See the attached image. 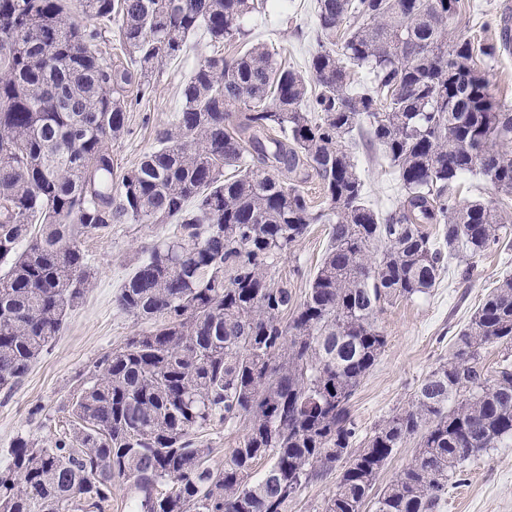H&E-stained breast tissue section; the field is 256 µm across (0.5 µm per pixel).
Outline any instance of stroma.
<instances>
[{"mask_svg": "<svg viewBox=\"0 0 512 512\" xmlns=\"http://www.w3.org/2000/svg\"><path fill=\"white\" fill-rule=\"evenodd\" d=\"M315 4L316 0H268L264 12L245 21L248 44L265 45L277 59L306 71L318 48ZM507 25L512 27V0H464L462 11L448 22L456 34L497 45ZM210 50L207 34L198 31L180 58L156 69L149 96L130 93L128 131L112 144L118 169L131 168L151 151L156 129L172 120L181 106V87L198 54ZM479 66L492 96L512 104V49L480 59ZM353 153L370 203L381 210L395 207L400 198L395 174L365 142H357ZM168 232L165 224H115L105 234L84 240L92 273L84 302L68 313L61 335L25 380L13 390L0 389V465L17 437L50 442L68 423L67 398L79 374L144 330V323L121 310L117 297L145 250ZM328 232V225H311L291 255L278 262L275 278L288 281L296 296L304 295L320 264ZM508 275L512 276V248L501 246L472 259L470 270L449 264L429 294L386 306L378 320L387 344L352 399L359 436L369 435L408 406L421 380L452 354L456 335L478 305ZM440 512H512V447L490 449L472 461L464 481L449 488Z\"/></svg>", "mask_w": 512, "mask_h": 512, "instance_id": "1", "label": "stroma"}]
</instances>
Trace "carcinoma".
Segmentation results:
<instances>
[{"mask_svg": "<svg viewBox=\"0 0 512 512\" xmlns=\"http://www.w3.org/2000/svg\"><path fill=\"white\" fill-rule=\"evenodd\" d=\"M264 2L80 0V23L70 0H0V389L22 383L84 300L83 238L173 226L117 297L149 329L73 388L71 428L45 446L17 439L0 512H107L117 478L133 512H287L337 466L323 512H438L450 479L512 445L511 276L359 446L351 414L386 346L378 312L430 293L449 262L483 254L512 223L503 203L458 198L466 174L512 198V107L477 68L496 46L448 30L462 0H316L326 43L305 74L257 45L201 54L154 148L115 170L127 88L147 92L201 28L214 45L245 43ZM95 19L118 24L131 66L102 56ZM348 136L396 173V207L366 202ZM311 175L320 208L302 187ZM312 224L330 226L329 245L298 300L272 270ZM491 344L506 353L490 376ZM216 425L243 434L223 466L201 469ZM414 435L418 452L373 494Z\"/></svg>", "mask_w": 512, "mask_h": 512, "instance_id": "1", "label": "carcinoma"}]
</instances>
